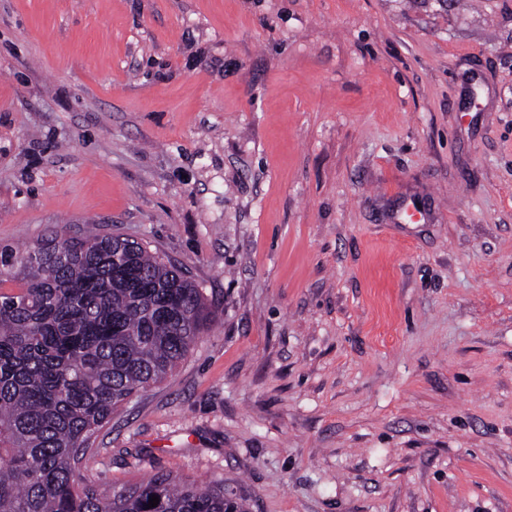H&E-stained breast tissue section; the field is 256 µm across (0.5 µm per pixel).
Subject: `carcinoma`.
Here are the masks:
<instances>
[{"instance_id":"obj_1","label":"carcinoma","mask_w":512,"mask_h":512,"mask_svg":"<svg viewBox=\"0 0 512 512\" xmlns=\"http://www.w3.org/2000/svg\"><path fill=\"white\" fill-rule=\"evenodd\" d=\"M0 512H246L224 482L81 483L92 438L170 376L211 319L199 286L140 242L54 232L0 251ZM159 497L149 506V498Z\"/></svg>"}]
</instances>
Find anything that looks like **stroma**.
Masks as SVG:
<instances>
[{"label":"stroma","instance_id":"35a3bbf8","mask_svg":"<svg viewBox=\"0 0 512 512\" xmlns=\"http://www.w3.org/2000/svg\"><path fill=\"white\" fill-rule=\"evenodd\" d=\"M90 225L213 316L85 482L512 512V0H0V249Z\"/></svg>","mask_w":512,"mask_h":512}]
</instances>
